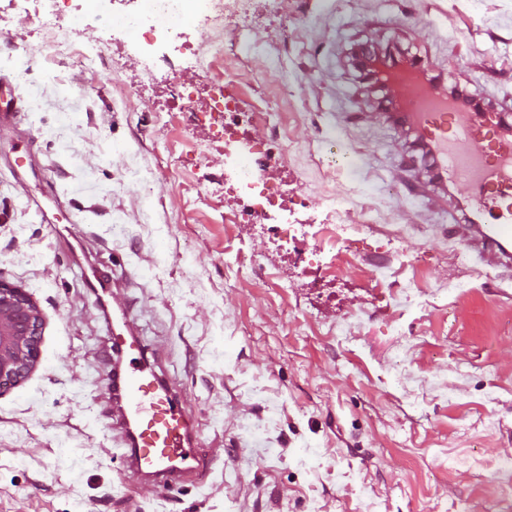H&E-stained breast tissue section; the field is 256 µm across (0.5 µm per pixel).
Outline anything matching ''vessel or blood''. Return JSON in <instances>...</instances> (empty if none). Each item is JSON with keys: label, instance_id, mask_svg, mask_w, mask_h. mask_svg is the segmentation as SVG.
Wrapping results in <instances>:
<instances>
[{"label": "vessel or blood", "instance_id": "1", "mask_svg": "<svg viewBox=\"0 0 512 512\" xmlns=\"http://www.w3.org/2000/svg\"><path fill=\"white\" fill-rule=\"evenodd\" d=\"M427 59L392 71L388 86L398 111L381 120L410 132L417 149L430 151L442 184L461 189L468 220L457 237L481 259L512 270V107L462 105L439 96ZM12 81L0 75V130L19 110ZM113 346L128 361L118 368L110 392L128 468L153 477L157 486L202 480L206 467L195 448L189 415L171 404V385L155 371L137 333L116 336Z\"/></svg>", "mask_w": 512, "mask_h": 512}]
</instances>
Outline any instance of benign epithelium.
<instances>
[{"label":"benign epithelium","instance_id":"benign-epithelium-1","mask_svg":"<svg viewBox=\"0 0 512 512\" xmlns=\"http://www.w3.org/2000/svg\"><path fill=\"white\" fill-rule=\"evenodd\" d=\"M42 330L40 311L29 294L0 276V393L34 369Z\"/></svg>","mask_w":512,"mask_h":512}]
</instances>
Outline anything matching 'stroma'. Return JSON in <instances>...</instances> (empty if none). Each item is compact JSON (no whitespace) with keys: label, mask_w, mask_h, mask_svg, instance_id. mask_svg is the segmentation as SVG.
<instances>
[{"label":"stroma","mask_w":512,"mask_h":512,"mask_svg":"<svg viewBox=\"0 0 512 512\" xmlns=\"http://www.w3.org/2000/svg\"><path fill=\"white\" fill-rule=\"evenodd\" d=\"M132 8L105 0L82 30H110L106 53L125 62L91 75L46 48L37 0H0V73L23 106L0 133V276L44 317L39 363L0 395V512H502L512 272L451 235L426 158L400 170L410 139L378 121L353 55L391 45L512 100V0H261L248 32L225 26L242 110L281 114L279 130L239 134L280 155L267 177L294 223L332 198L357 232L321 288L268 220L232 221L224 138L187 52L202 32L167 48L177 83L148 81L117 22ZM247 36L266 53L240 54ZM186 92L195 111L170 123ZM365 266L389 267V287ZM94 271L108 307L84 285ZM119 310L193 418L204 484L138 482L104 427Z\"/></svg>","instance_id":"stroma-1"}]
</instances>
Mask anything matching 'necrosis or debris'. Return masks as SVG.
<instances>
[{
  "mask_svg": "<svg viewBox=\"0 0 512 512\" xmlns=\"http://www.w3.org/2000/svg\"><path fill=\"white\" fill-rule=\"evenodd\" d=\"M138 10L128 20L127 29L133 41L143 48L146 59H154L168 44L180 39L182 23L198 24L206 34V50L191 48V55L200 56V72L205 78L210 94L207 116L211 125L228 136L236 135L240 126L252 123L279 127L280 115L275 109L246 114L240 112L230 89L234 81V67L224 57V25L228 19L239 23L248 20L254 0H136ZM57 0H43L44 11L37 18L44 30L55 56L78 58L84 68H92L99 51L93 44H77V29L56 6ZM175 9L178 21L167 18L168 9ZM231 157L241 179L240 209L236 221L248 223L258 209L282 210L281 194L270 186L263 170L275 161L270 150L246 143L232 152Z\"/></svg>",
  "mask_w": 512,
  "mask_h": 512,
  "instance_id": "4bbe7bcc",
  "label": "necrosis or debris"
}]
</instances>
